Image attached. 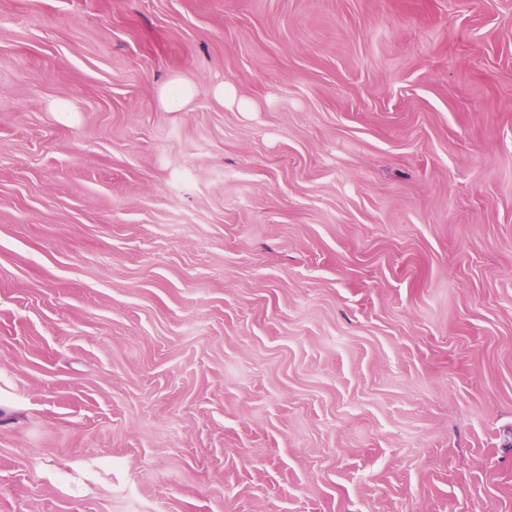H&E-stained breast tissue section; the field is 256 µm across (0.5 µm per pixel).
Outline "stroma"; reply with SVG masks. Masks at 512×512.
I'll use <instances>...</instances> for the list:
<instances>
[{"label":"stroma","instance_id":"35a3bbf8","mask_svg":"<svg viewBox=\"0 0 512 512\" xmlns=\"http://www.w3.org/2000/svg\"><path fill=\"white\" fill-rule=\"evenodd\" d=\"M148 507L512 512V0H0V512ZM197 94L196 87L183 78L175 77L159 90V102L168 112L183 111Z\"/></svg>","mask_w":512,"mask_h":512}]
</instances>
